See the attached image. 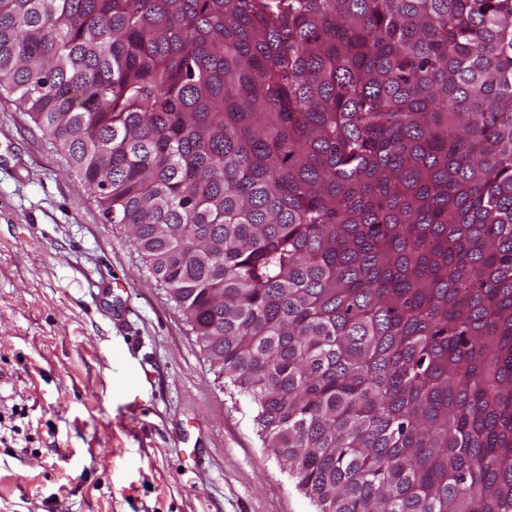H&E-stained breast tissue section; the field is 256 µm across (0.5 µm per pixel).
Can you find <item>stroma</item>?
Instances as JSON below:
<instances>
[{
  "instance_id": "1",
  "label": "stroma",
  "mask_w": 512,
  "mask_h": 512,
  "mask_svg": "<svg viewBox=\"0 0 512 512\" xmlns=\"http://www.w3.org/2000/svg\"><path fill=\"white\" fill-rule=\"evenodd\" d=\"M128 225L0 95V512H318Z\"/></svg>"
}]
</instances>
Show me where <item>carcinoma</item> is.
I'll return each instance as SVG.
<instances>
[{"instance_id": "obj_1", "label": "carcinoma", "mask_w": 512, "mask_h": 512, "mask_svg": "<svg viewBox=\"0 0 512 512\" xmlns=\"http://www.w3.org/2000/svg\"><path fill=\"white\" fill-rule=\"evenodd\" d=\"M3 90L319 512H512V0H0Z\"/></svg>"}]
</instances>
